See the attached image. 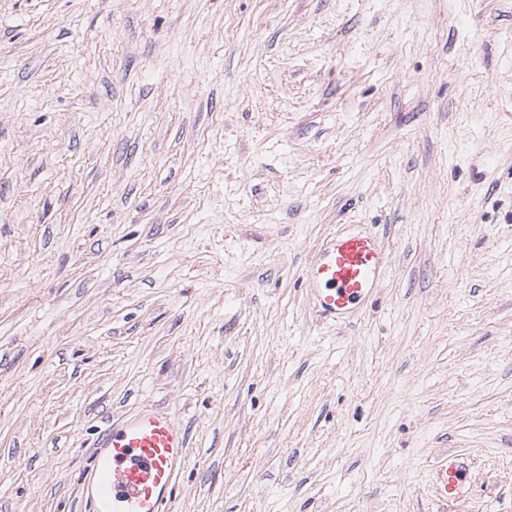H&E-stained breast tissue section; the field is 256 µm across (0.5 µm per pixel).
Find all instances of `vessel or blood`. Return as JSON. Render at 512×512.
Here are the masks:
<instances>
[{
  "label": "vessel or blood",
  "mask_w": 512,
  "mask_h": 512,
  "mask_svg": "<svg viewBox=\"0 0 512 512\" xmlns=\"http://www.w3.org/2000/svg\"><path fill=\"white\" fill-rule=\"evenodd\" d=\"M389 266L384 243L363 227L328 235L304 270L317 313L351 321L380 287ZM188 455V437L169 413L144 409L108 426L98 437L80 477L92 512H165ZM441 502L472 492L467 460L446 455L432 470Z\"/></svg>",
  "instance_id": "1"
}]
</instances>
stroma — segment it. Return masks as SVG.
<instances>
[{
  "label": "stroma",
  "mask_w": 512,
  "mask_h": 512,
  "mask_svg": "<svg viewBox=\"0 0 512 512\" xmlns=\"http://www.w3.org/2000/svg\"><path fill=\"white\" fill-rule=\"evenodd\" d=\"M146 408L169 512H512V0H0V512H88ZM389 266L383 240L363 227L328 235L304 270L317 313L350 322L380 287ZM187 455V434L169 413L138 411L99 435L81 495L92 512H165ZM431 482L443 503L467 499L472 492L467 460L455 452H448L432 470Z\"/></svg>",
  "instance_id": "obj_1"
}]
</instances>
